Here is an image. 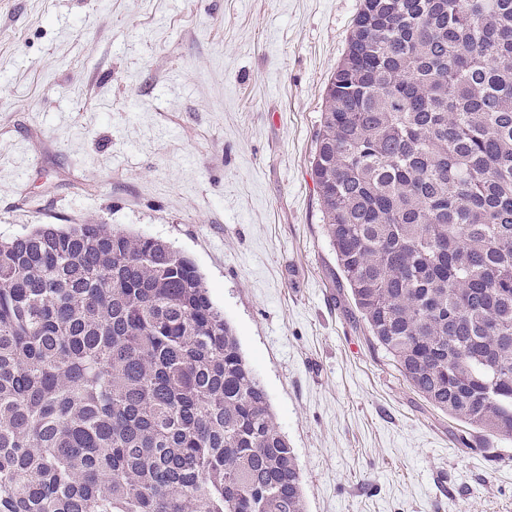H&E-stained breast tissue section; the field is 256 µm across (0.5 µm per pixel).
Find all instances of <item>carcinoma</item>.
<instances>
[{"label":"carcinoma","instance_id":"carcinoma-1","mask_svg":"<svg viewBox=\"0 0 512 512\" xmlns=\"http://www.w3.org/2000/svg\"><path fill=\"white\" fill-rule=\"evenodd\" d=\"M374 342L512 437V0H361L311 165ZM0 512H305L195 264L107 224L0 241Z\"/></svg>","mask_w":512,"mask_h":512}]
</instances>
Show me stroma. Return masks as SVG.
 <instances>
[{
  "instance_id": "stroma-1",
  "label": "stroma",
  "mask_w": 512,
  "mask_h": 512,
  "mask_svg": "<svg viewBox=\"0 0 512 512\" xmlns=\"http://www.w3.org/2000/svg\"><path fill=\"white\" fill-rule=\"evenodd\" d=\"M360 0H0V238L101 222L190 257L306 512H512V440L424 402L359 321L310 163Z\"/></svg>"
}]
</instances>
